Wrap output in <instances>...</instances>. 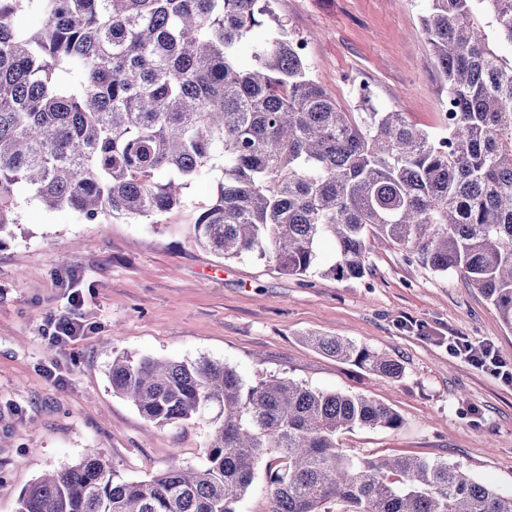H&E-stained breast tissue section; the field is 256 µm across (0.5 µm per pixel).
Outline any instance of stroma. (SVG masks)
<instances>
[{
  "label": "stroma",
  "instance_id": "obj_1",
  "mask_svg": "<svg viewBox=\"0 0 512 512\" xmlns=\"http://www.w3.org/2000/svg\"><path fill=\"white\" fill-rule=\"evenodd\" d=\"M427 8L428 0L277 4L309 43L312 76L342 107L359 109L347 86L356 73L373 84L376 109L405 112L438 134L446 89L420 25ZM216 190L215 174L200 175L186 191L188 208L155 224L109 216L88 224L70 208L22 201L14 234L0 245V512H15L17 494L43 473L97 453L121 481L203 464L207 422L156 428L113 393L109 366L122 353L206 357L249 385L274 376L366 395L403 424L344 434L351 453L445 459L512 494V385L448 350L452 336L489 343L512 368V330L483 296L377 241L373 272L359 281L224 259L198 244L193 226V204ZM59 313L87 331L56 347L45 330ZM311 334L355 340L398 360L403 374L382 378L328 356L308 343Z\"/></svg>",
  "mask_w": 512,
  "mask_h": 512
}]
</instances>
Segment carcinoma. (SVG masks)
I'll return each instance as SVG.
<instances>
[{"label": "carcinoma", "mask_w": 512, "mask_h": 512, "mask_svg": "<svg viewBox=\"0 0 512 512\" xmlns=\"http://www.w3.org/2000/svg\"><path fill=\"white\" fill-rule=\"evenodd\" d=\"M275 2L0 0V243L24 192L88 223L153 224L216 171V197L194 219L215 254L355 281L372 272L371 241H384L460 276L512 330V53L500 51L512 47V0H429L421 28L452 108L442 137L404 112L340 106ZM32 3L39 25L24 27ZM308 342L402 376L353 340ZM111 383L157 426L207 419L205 464L127 482L87 456L25 487L15 512H238L262 460L270 512H512V495L444 459L347 453L345 433L403 424L361 394L247 386L210 359L127 354Z\"/></svg>", "instance_id": "1"}]
</instances>
